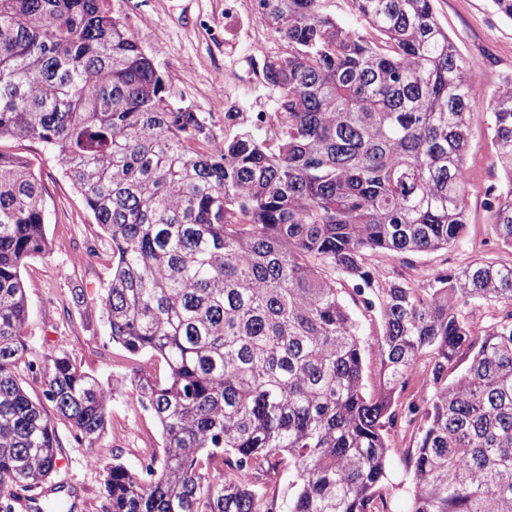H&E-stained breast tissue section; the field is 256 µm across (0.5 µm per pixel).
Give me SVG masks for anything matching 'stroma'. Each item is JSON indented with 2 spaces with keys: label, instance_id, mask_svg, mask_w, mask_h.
I'll return each instance as SVG.
<instances>
[{
  "label": "stroma",
  "instance_id": "35a3bbf8",
  "mask_svg": "<svg viewBox=\"0 0 512 512\" xmlns=\"http://www.w3.org/2000/svg\"><path fill=\"white\" fill-rule=\"evenodd\" d=\"M150 14L137 35L145 51L155 39L165 43L156 61L176 93L202 112L216 131L224 129V113L245 111L265 98L260 82L248 81L250 52L241 42H224V0H148ZM439 21L457 49L483 62L475 86L478 104L470 116L471 141L466 161L470 171L467 199L469 226L466 239L456 246L412 254L407 264L372 256L368 266L375 280L413 277L456 268L487 257L512 258L492 236L483 203L486 188L494 184L498 169L486 130L484 104L505 75L512 73V21L498 15L491 0H435ZM224 89L221 106H214L206 91ZM6 149L24 156L41 178L47 192L49 252L29 261L22 271L29 318L25 333L39 350L66 351L85 371L111 383L105 433L95 447L76 441L65 420L56 425L63 442L53 481L61 493L43 501L42 512H105L100 495L104 468L118 461L138 470L161 453L160 428L149 410L137 400L130 383L134 372L163 374L157 359L131 357L109 337L99 298L112 280L111 249L83 199L64 174L56 152L41 144L5 141ZM86 253L75 262L74 252ZM85 291L86 304L69 309L72 288ZM415 426L400 424L388 435L389 512H406L412 476L403 454L415 444Z\"/></svg>",
  "mask_w": 512,
  "mask_h": 512
}]
</instances>
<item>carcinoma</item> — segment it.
I'll list each match as a JSON object with an SVG mask.
<instances>
[{"label": "carcinoma", "mask_w": 512, "mask_h": 512, "mask_svg": "<svg viewBox=\"0 0 512 512\" xmlns=\"http://www.w3.org/2000/svg\"><path fill=\"white\" fill-rule=\"evenodd\" d=\"M343 2L356 24L332 0H258L279 42L259 71L275 127L226 112L220 139L109 0H0V142L58 152L112 243L100 298L112 341L167 369L135 374L162 455L140 472L106 468L107 512H372L395 397L422 357L432 395L407 408L406 512H512V259L379 288L366 261L466 237L477 61L434 0ZM486 109L501 170L488 224L512 249V76ZM45 193L0 149V512L58 490L46 482L62 442L21 373L89 448L111 396L25 334L21 269L49 250ZM343 280L380 311L375 348ZM478 301L493 308L482 328L467 313ZM373 351L382 372L368 392ZM285 467L286 502L263 491Z\"/></svg>", "instance_id": "obj_1"}]
</instances>
